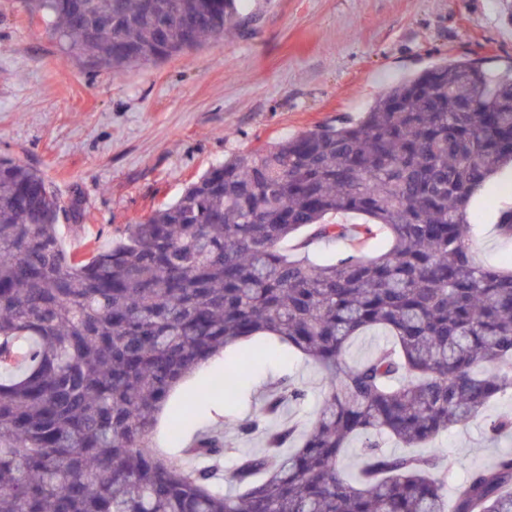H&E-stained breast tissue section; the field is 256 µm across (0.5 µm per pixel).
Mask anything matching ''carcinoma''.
<instances>
[{
    "label": "carcinoma",
    "instance_id": "cac0c4a2",
    "mask_svg": "<svg viewBox=\"0 0 512 512\" xmlns=\"http://www.w3.org/2000/svg\"><path fill=\"white\" fill-rule=\"evenodd\" d=\"M68 54L114 73L185 54L241 25L236 0H22ZM512 164V75L441 65L385 91L357 122L326 124L211 166L89 259L42 173L0 157V512H512V456L472 468L446 500L437 454L415 448L512 390V267L486 266L468 204ZM356 212L364 224H331ZM346 240L328 264L281 244ZM389 247L358 254L374 230ZM380 329L391 345L348 357ZM266 333L322 371L310 427L272 424L303 389L284 379L236 424L151 444L170 393L203 362ZM197 394L172 419L178 438ZM364 438L358 477L343 466ZM294 445L290 453L282 452ZM236 448L238 449L236 452L228 453L224 456L222 466L226 473L231 472L235 468L239 457L243 453L263 448V442L260 437L256 436L240 438L236 441Z\"/></svg>",
    "mask_w": 512,
    "mask_h": 512
}]
</instances>
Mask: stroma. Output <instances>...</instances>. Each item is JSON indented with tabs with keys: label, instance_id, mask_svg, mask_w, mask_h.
<instances>
[{
	"label": "stroma",
	"instance_id": "stroma-1",
	"mask_svg": "<svg viewBox=\"0 0 512 512\" xmlns=\"http://www.w3.org/2000/svg\"><path fill=\"white\" fill-rule=\"evenodd\" d=\"M241 32L193 52L115 75L67 57L31 25L20 0H0V156L43 173L62 201L80 198L78 231L64 248L84 257L119 239L128 224L176 200L212 165L315 126L362 117L387 88L443 61L512 69V23L500 0H244ZM512 203V169L474 196L470 221L481 260L512 265V239L495 217ZM259 337L242 348L238 390L199 403L185 426L233 430L286 379L305 389L289 416L312 421L322 375L301 355ZM224 356L186 377L159 415L152 444L178 450L171 419L208 381L222 380ZM512 417V393L434 442L449 488L477 466L512 455V438L487 423Z\"/></svg>",
	"mask_w": 512,
	"mask_h": 512
}]
</instances>
